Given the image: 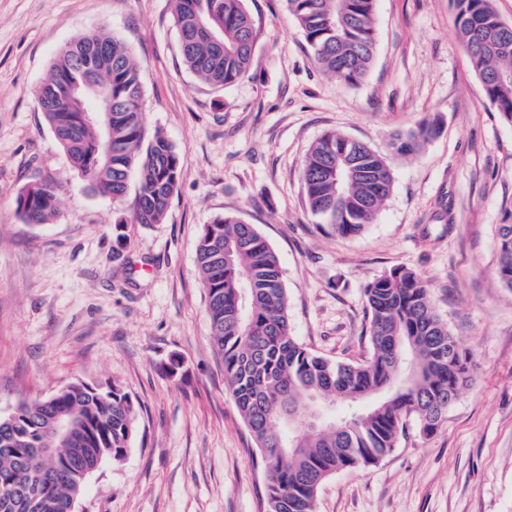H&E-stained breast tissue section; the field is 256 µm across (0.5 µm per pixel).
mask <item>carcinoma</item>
Instances as JSON below:
<instances>
[{"mask_svg": "<svg viewBox=\"0 0 512 512\" xmlns=\"http://www.w3.org/2000/svg\"><path fill=\"white\" fill-rule=\"evenodd\" d=\"M245 0H174L175 22L185 66L205 83L223 88L250 69L254 52L252 19ZM289 15L325 73L347 85L367 76L375 53V0H284ZM457 32L484 91L503 120L512 123V34L503 36L501 19L490 0H451ZM98 56V105L112 98V159L103 156L99 126L56 137L75 168L99 194L123 201L131 176L137 178L132 208L117 224H160L177 190L183 159L160 131L148 134L142 112V81L127 46L104 33H81L64 46L36 102L52 131L79 116L78 107L61 110L57 79L75 73L83 54ZM438 131L424 119L416 129L393 136V153L421 150ZM349 136L333 131L309 149L302 182L317 225L354 236L372 222L390 194L393 175L386 158L367 145L363 152L381 185L351 178L336 159ZM27 224H50L60 214L59 189L52 181L27 185L16 199ZM224 244L229 259H216ZM497 276L512 288V223L498 225ZM196 265L207 295L212 342L224 360V380L264 462L272 472L266 498L279 512H315L318 486L333 473L377 462L389 453L403 418L415 415L421 430L433 434L448 407L472 383L476 365L431 306L428 283L414 270L395 268L365 288L370 316V357L361 364L314 354L291 334L288 295L279 260L255 225L238 216H216L204 226L196 247ZM358 403L345 409L334 430L300 428L281 433L275 415L287 402L306 404L312 397ZM18 424L0 431V512H69L87 476L56 478L39 474L41 448L57 449L62 467L69 449H84L86 465L121 461L132 435L134 404L115 384L105 388L70 383L51 403L22 402ZM71 424L69 447L54 425Z\"/></svg>", "mask_w": 512, "mask_h": 512, "instance_id": "carcinoma-1", "label": "carcinoma"}]
</instances>
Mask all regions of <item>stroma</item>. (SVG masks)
I'll return each mask as SVG.
<instances>
[{
  "mask_svg": "<svg viewBox=\"0 0 512 512\" xmlns=\"http://www.w3.org/2000/svg\"><path fill=\"white\" fill-rule=\"evenodd\" d=\"M250 72L215 89L184 65L173 0H0V412L75 380L118 384L135 406L122 461L87 478L76 512H267L254 439L224 386L196 269L205 224L234 214L277 254L291 333L308 350L370 355L365 289L416 271L477 374L432 435L406 420L378 463L338 471L316 512H512V288L496 277L512 212V125L488 100L449 0H376L372 67L325 74L282 0H245ZM141 69L148 131L183 157L159 224L117 225L35 102L58 51L98 29ZM437 120L422 150L392 135ZM340 131L386 154L392 190L359 235L317 229L302 186L313 143ZM51 178L61 215L24 223L20 190ZM179 359L177 373L166 370Z\"/></svg>",
  "mask_w": 512,
  "mask_h": 512,
  "instance_id": "1",
  "label": "stroma"
}]
</instances>
